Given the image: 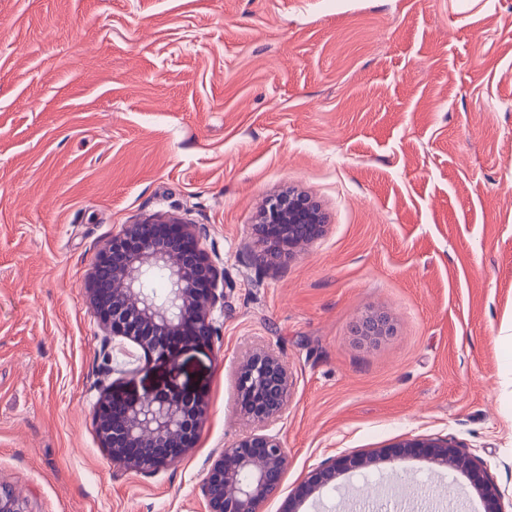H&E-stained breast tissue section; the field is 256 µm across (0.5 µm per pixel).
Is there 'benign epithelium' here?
Segmentation results:
<instances>
[{"mask_svg":"<svg viewBox=\"0 0 512 512\" xmlns=\"http://www.w3.org/2000/svg\"><path fill=\"white\" fill-rule=\"evenodd\" d=\"M324 227L325 216L312 197L295 191L271 196L253 226L256 264L279 265L297 247L321 236ZM157 267L168 271L162 299L141 288ZM86 290L107 334L133 341L148 360L169 362L175 360L170 339L186 323L193 326L188 345L212 342L216 335L213 312L224 298L193 225L171 215H153L125 225L102 252ZM356 331L366 338H379L390 332V322L382 313L369 314L360 319ZM290 385L288 364L271 349H256L238 365V406L255 428L210 463L201 487L205 512H262L279 492L288 455L269 424L285 413ZM113 394L111 389L100 398L97 430L114 462L154 470L182 458L160 449L186 451L195 445L201 417L197 397L159 389L113 404ZM387 455L421 456L450 472L463 473L482 499L485 512H503V494L488 480L482 462L449 440L412 439L394 445ZM379 460L378 456L335 457L316 471L303 495L310 496L339 476ZM0 512H26L21 496L4 485H0Z\"/></svg>","mask_w":512,"mask_h":512,"instance_id":"1","label":"benign epithelium"}]
</instances>
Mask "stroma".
Segmentation results:
<instances>
[{
	"instance_id": "obj_1",
	"label": "stroma",
	"mask_w": 512,
	"mask_h": 512,
	"mask_svg": "<svg viewBox=\"0 0 512 512\" xmlns=\"http://www.w3.org/2000/svg\"><path fill=\"white\" fill-rule=\"evenodd\" d=\"M322 236L255 265L266 197ZM195 224L224 305L206 347L145 362L85 284L122 225ZM390 335L357 336L369 313ZM292 375L264 512H346L397 482L484 512L468 480L384 460L298 500L331 458L414 439L477 455L512 512V0H0V483L26 512H204L209 459L250 431L239 362ZM199 394L196 448L151 472L97 433L107 388Z\"/></svg>"
}]
</instances>
